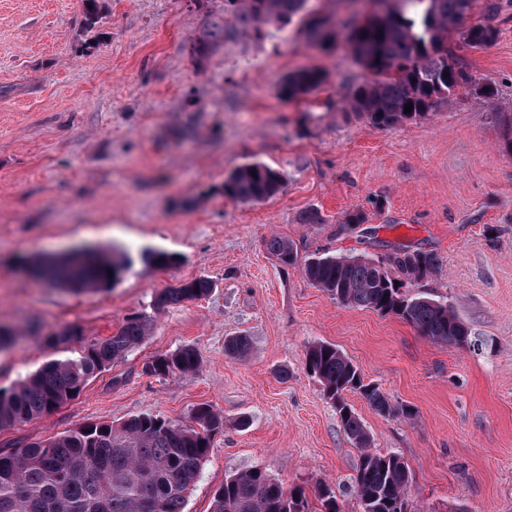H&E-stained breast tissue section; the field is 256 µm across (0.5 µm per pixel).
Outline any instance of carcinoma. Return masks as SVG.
<instances>
[{
	"instance_id": "1",
	"label": "carcinoma",
	"mask_w": 512,
	"mask_h": 512,
	"mask_svg": "<svg viewBox=\"0 0 512 512\" xmlns=\"http://www.w3.org/2000/svg\"><path fill=\"white\" fill-rule=\"evenodd\" d=\"M309 0H224V9L208 20L191 43L198 60L209 58L224 41L238 36L259 39L270 25L288 24L304 11ZM84 30L91 32L105 9L101 0H83ZM480 0H399L397 20L378 27L367 15L357 22L340 23L352 60L368 78L348 96L350 110L377 127L392 128L432 114L453 94L461 75L472 84V74L460 62L448 37L460 35L470 48L493 43L497 28L468 26L466 21ZM327 83L320 68L290 72L277 85L288 101H304ZM413 109L406 113V104ZM283 175L264 163L238 167L224 180V195L240 201L275 196ZM267 249L283 266L298 263L293 242L273 237ZM440 257L431 251L399 248L383 263L363 256L322 255L303 265L309 283L336 302L395 316L413 325L432 341L452 346L472 343L468 328L448 304L403 291L433 276ZM42 281L72 292L105 288L131 266L128 255L101 249L80 256L33 262ZM214 283L197 278L164 289L155 302L161 309L207 297ZM152 316L138 313L113 334L91 341L71 357L46 362L34 374L8 390L0 389V429L27 423L53 413L78 398L85 383L125 357L152 326ZM82 332L64 327L44 337L55 348L80 341ZM228 354L245 358L250 345L245 336L227 343ZM306 367L321 384L324 397L336 411L340 426L360 453L353 492L361 512H408L411 472L395 454L371 451V438L360 416L347 401L356 393L378 413L412 415L393 406L380 387L364 380L355 364L332 344L314 343L306 352ZM200 365L196 351L184 346L161 355L145 366L154 375L189 374ZM224 431V416L201 404L192 422L181 424L154 415L133 416L119 424L87 423L61 435L36 440L0 452V512H183L187 494L197 481L211 438ZM320 512H340L334 491L317 489ZM210 512H314L306 490L285 488L280 480L257 469L225 477L212 499Z\"/></svg>"
}]
</instances>
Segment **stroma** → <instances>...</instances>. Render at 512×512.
I'll return each mask as SVG.
<instances>
[{"label":"stroma","mask_w":512,"mask_h":512,"mask_svg":"<svg viewBox=\"0 0 512 512\" xmlns=\"http://www.w3.org/2000/svg\"><path fill=\"white\" fill-rule=\"evenodd\" d=\"M496 2L493 43H449L497 95L461 90L426 118L378 128L346 109L367 77L346 44L314 48L299 20L225 42L202 64L190 43L224 0H105L89 33L83 0H0V324L15 330L0 389L76 349L41 348L36 334L76 325L90 342L154 314L141 343L76 400L0 430V449L139 414L186 422L207 404L224 430L184 512H210L225 477L253 468L310 495L328 486L342 512H360L359 453L305 365L321 341L412 409L384 416L348 396L374 451L409 466L412 512H512V0ZM88 36L96 47L81 51ZM303 67L327 73L326 92L280 98L278 80ZM253 161L284 175L281 191L226 198L225 178ZM353 211L364 223H346ZM274 236L297 246L298 264L276 261ZM83 245L116 248L133 265L93 293L20 272ZM400 246L440 255L436 275L409 292L448 301L478 349L342 306L304 275L316 255L375 259ZM153 250L172 263L144 264ZM199 277L215 283L208 297L153 311L164 288ZM237 335L251 343L242 360L225 350ZM185 345L196 373H145Z\"/></svg>","instance_id":"obj_1"}]
</instances>
